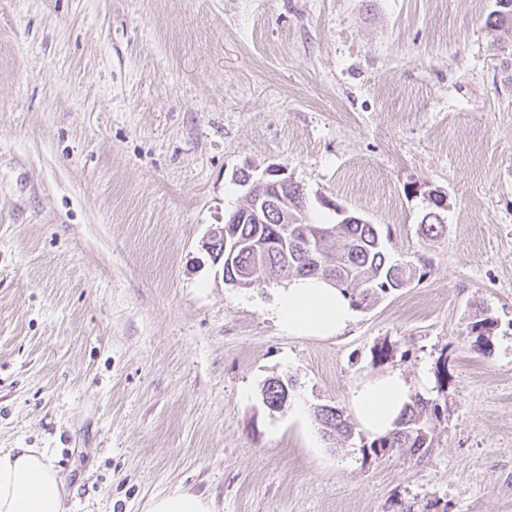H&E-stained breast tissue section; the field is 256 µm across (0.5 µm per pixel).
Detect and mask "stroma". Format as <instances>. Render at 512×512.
<instances>
[{
	"label": "stroma",
	"instance_id": "35a3bbf8",
	"mask_svg": "<svg viewBox=\"0 0 512 512\" xmlns=\"http://www.w3.org/2000/svg\"><path fill=\"white\" fill-rule=\"evenodd\" d=\"M495 0H0V448H45L67 512H512V32ZM389 229L427 276L337 337L204 243L271 167ZM443 198L445 235L419 224ZM495 319L490 343L470 331ZM393 344L443 396L435 450L363 457L316 408ZM446 368L445 391L437 372ZM291 380L283 410L262 401ZM212 501L201 494L172 492L153 496L146 512H213Z\"/></svg>",
	"mask_w": 512,
	"mask_h": 512
}]
</instances>
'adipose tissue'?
<instances>
[{"mask_svg":"<svg viewBox=\"0 0 512 512\" xmlns=\"http://www.w3.org/2000/svg\"><path fill=\"white\" fill-rule=\"evenodd\" d=\"M274 312L294 336H337L355 309L339 289L317 278H293L277 295ZM417 388L397 370L367 373L348 391L347 405L369 438L397 427ZM66 486L44 448H0V512H66Z\"/></svg>","mask_w":512,"mask_h":512,"instance_id":"adipose-tissue-1","label":"adipose tissue"}]
</instances>
